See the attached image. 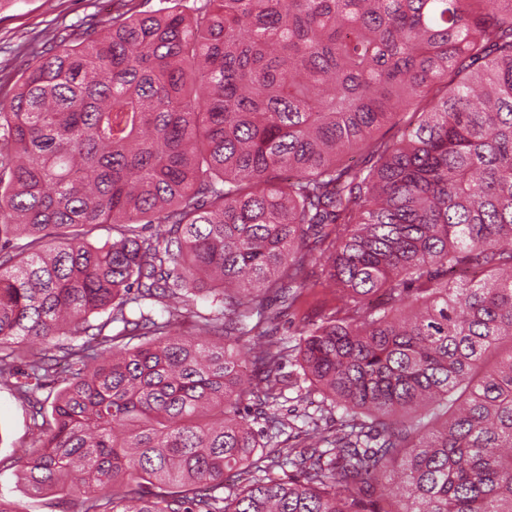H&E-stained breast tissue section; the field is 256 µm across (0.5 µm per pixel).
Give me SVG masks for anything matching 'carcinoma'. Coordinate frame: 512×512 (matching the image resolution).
<instances>
[{
  "label": "carcinoma",
  "mask_w": 512,
  "mask_h": 512,
  "mask_svg": "<svg viewBox=\"0 0 512 512\" xmlns=\"http://www.w3.org/2000/svg\"><path fill=\"white\" fill-rule=\"evenodd\" d=\"M160 2L0 100V382L31 407L30 490L512 512V0ZM317 257L341 305L290 350L268 298L294 307ZM290 361L335 439L309 416L304 447H268Z\"/></svg>",
  "instance_id": "1"
}]
</instances>
